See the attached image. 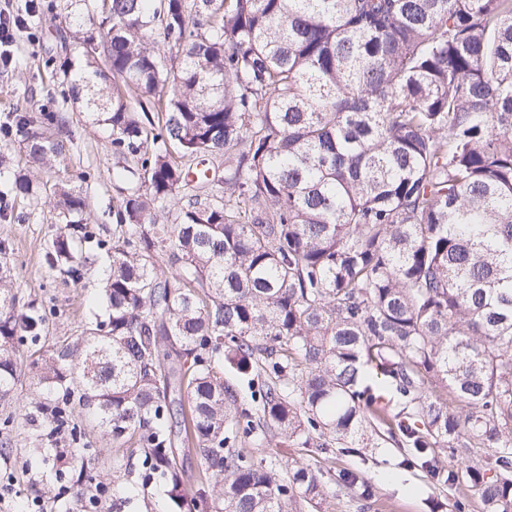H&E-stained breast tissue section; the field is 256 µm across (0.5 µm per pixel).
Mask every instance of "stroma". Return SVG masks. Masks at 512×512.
Segmentation results:
<instances>
[{
  "instance_id": "1",
  "label": "stroma",
  "mask_w": 512,
  "mask_h": 512,
  "mask_svg": "<svg viewBox=\"0 0 512 512\" xmlns=\"http://www.w3.org/2000/svg\"><path fill=\"white\" fill-rule=\"evenodd\" d=\"M0 9L26 21L16 33L11 62L0 65V120L8 112L30 107L36 128L59 135L65 151L41 177L51 182L66 180L86 195L88 222L95 236L82 246L91 262L84 267L81 280L73 281L51 270L46 259L51 238L61 230L49 198L34 204L0 199V241L12 250L22 296L38 302L49 328L39 342L21 346V355L33 360L53 343L82 335L87 323L101 313L97 297L106 275L104 247L117 243L120 236L115 213L125 186L112 179L116 159L108 126L92 123L80 103L61 93L57 72L63 51L58 35L68 27L66 16L33 11L30 0H0ZM47 112L63 113L66 128L46 126L43 115ZM45 395L37 373L29 371L19 382L13 400L0 404V512H20L24 507L30 512H60L52 501L50 476L42 472L35 451L69 448L73 442L66 434L55 440L47 438L28 421L33 402ZM187 410L186 396L171 393L169 423L176 462L187 477L188 508L190 512H205L194 481L203 462L194 445L182 438V418ZM81 431L84 440L92 442L99 453L94 472L108 489L102 512H173L163 480H155L138 494L126 493L128 473L138 468L139 455L125 458L123 467H115L111 436L88 423L82 424ZM252 458L257 463L275 460L283 464L299 458L327 473L326 494L318 512H483L473 492L431 484L425 470L405 466L403 450L389 444L381 448L336 446L322 453L272 443L253 451ZM366 488L371 496L365 500L361 492Z\"/></svg>"
}]
</instances>
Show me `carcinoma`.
Instances as JSON below:
<instances>
[{"label": "carcinoma", "instance_id": "cac0c4a2", "mask_svg": "<svg viewBox=\"0 0 512 512\" xmlns=\"http://www.w3.org/2000/svg\"><path fill=\"white\" fill-rule=\"evenodd\" d=\"M73 0L67 93L110 126L113 179L130 184L100 288L104 319L32 362L70 466L37 455L78 509L91 492L74 409L142 455L135 482L182 472L165 417L185 386V437L211 512H304L324 473L252 461L256 431L285 447L406 449L436 483L512 512V0ZM98 38L97 47L89 44ZM13 112L23 164L0 152L14 199L63 141ZM224 157L200 169L198 159ZM63 231L47 261L78 281L86 196L51 186ZM0 243V403L47 335ZM166 260L176 266L167 276ZM227 366L266 376L239 403ZM483 450L446 469L441 457Z\"/></svg>", "mask_w": 512, "mask_h": 512}]
</instances>
